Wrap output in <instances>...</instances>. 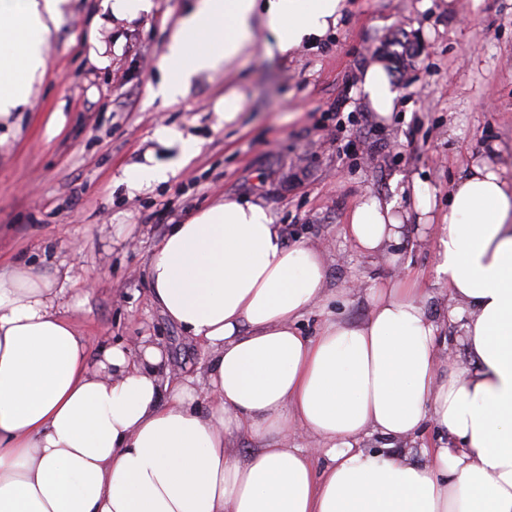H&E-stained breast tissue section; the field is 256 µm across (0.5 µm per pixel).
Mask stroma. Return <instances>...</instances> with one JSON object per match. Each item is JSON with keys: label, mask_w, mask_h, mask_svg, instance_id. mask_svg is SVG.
<instances>
[{"label": "stroma", "mask_w": 512, "mask_h": 512, "mask_svg": "<svg viewBox=\"0 0 512 512\" xmlns=\"http://www.w3.org/2000/svg\"><path fill=\"white\" fill-rule=\"evenodd\" d=\"M156 4L128 23L102 0H68L45 77L26 105L0 116V266H72L82 304L65 316L90 336L91 357L148 338L170 376H192L209 355L153 304L146 259L171 225L224 198L257 199L288 242L317 245L327 265L333 297L300 320L303 335L331 312L363 321L370 288L388 279L419 282L440 316L435 235L410 225L394 256L369 258L343 226L362 197L391 195L399 176L427 184L440 218L471 165L512 179V0H347L324 40L285 59L241 56L172 104L152 99L150 86L195 0ZM379 59L400 93L386 121L358 91ZM230 92L239 114L224 124L217 112ZM161 127L195 136L199 154L178 164L177 148L153 137ZM150 159L173 173L129 193L125 168Z\"/></svg>", "instance_id": "1"}]
</instances>
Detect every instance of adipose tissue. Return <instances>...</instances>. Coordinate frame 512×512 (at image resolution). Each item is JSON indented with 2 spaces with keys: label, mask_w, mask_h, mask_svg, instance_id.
I'll return each instance as SVG.
<instances>
[{
  "label": "adipose tissue",
  "mask_w": 512,
  "mask_h": 512,
  "mask_svg": "<svg viewBox=\"0 0 512 512\" xmlns=\"http://www.w3.org/2000/svg\"><path fill=\"white\" fill-rule=\"evenodd\" d=\"M66 0H0V114L45 74ZM346 0H198L158 61L152 98L186 97L200 76L249 53H293L335 28ZM360 91L379 118L399 97L384 62ZM415 213L368 195L344 236L386 254ZM436 232L442 318L396 280L372 288L361 323L297 324L326 299L321 252L288 244L265 206L227 198L172 225L149 254L153 303L209 353L202 379L169 381L161 351L106 348L61 314L71 273L0 269V512H512V179L465 171ZM469 358L446 361L441 320ZM206 408H198L199 400ZM448 439L422 460L400 443L427 424ZM257 440L248 455L235 435ZM374 436L379 449L360 448Z\"/></svg>",
  "instance_id": "obj_1"
}]
</instances>
